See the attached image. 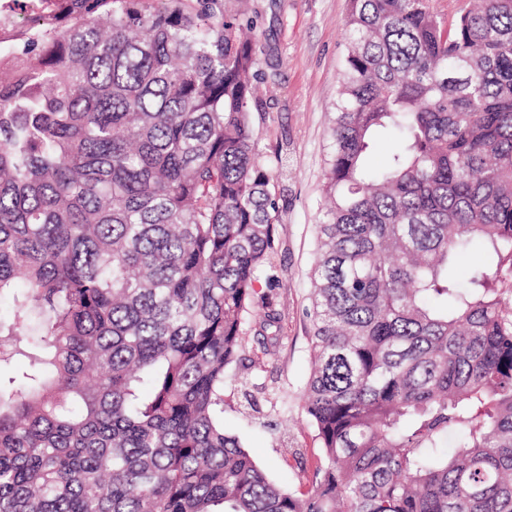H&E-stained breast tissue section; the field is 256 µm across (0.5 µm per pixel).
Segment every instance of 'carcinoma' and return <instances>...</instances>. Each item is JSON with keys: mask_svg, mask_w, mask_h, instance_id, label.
Instances as JSON below:
<instances>
[{"mask_svg": "<svg viewBox=\"0 0 512 512\" xmlns=\"http://www.w3.org/2000/svg\"><path fill=\"white\" fill-rule=\"evenodd\" d=\"M40 2L0 55V512H512V0H349L295 489L224 432L280 343L255 19Z\"/></svg>", "mask_w": 512, "mask_h": 512, "instance_id": "1", "label": "carcinoma"}]
</instances>
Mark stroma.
Segmentation results:
<instances>
[{
	"instance_id": "1",
	"label": "stroma",
	"mask_w": 512,
	"mask_h": 512,
	"mask_svg": "<svg viewBox=\"0 0 512 512\" xmlns=\"http://www.w3.org/2000/svg\"><path fill=\"white\" fill-rule=\"evenodd\" d=\"M266 47L253 112L256 148L275 175L278 235L274 261L283 341L263 354L245 341L241 360L224 383V429L237 435L268 476L286 487L312 477L320 464L300 391L310 373L309 274L315 226L325 207L323 181L328 130L344 49L347 0H251Z\"/></svg>"
}]
</instances>
